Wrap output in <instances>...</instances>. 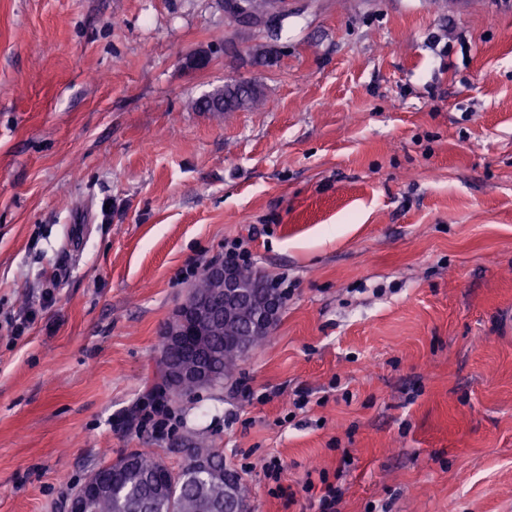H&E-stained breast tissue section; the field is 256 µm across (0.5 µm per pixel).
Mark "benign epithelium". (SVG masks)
Instances as JSON below:
<instances>
[{"label": "benign epithelium", "mask_w": 512, "mask_h": 512, "mask_svg": "<svg viewBox=\"0 0 512 512\" xmlns=\"http://www.w3.org/2000/svg\"><path fill=\"white\" fill-rule=\"evenodd\" d=\"M224 14L243 26H258L273 19L271 15L257 13L251 0H224ZM208 272L215 297L222 296L233 306L222 309L216 301L194 295L185 300L164 325L160 361L172 390L183 388L189 381L201 386L208 381L206 359L210 357V349L206 336L220 332L236 336H264L276 324L282 308V300L275 293L269 291L263 297L258 296L257 289L268 287L266 282L243 279L235 265L214 263ZM189 340L193 341L195 364L173 363L170 351ZM99 489L98 483H83L71 498L68 512H86Z\"/></svg>", "instance_id": "7a95c632"}]
</instances>
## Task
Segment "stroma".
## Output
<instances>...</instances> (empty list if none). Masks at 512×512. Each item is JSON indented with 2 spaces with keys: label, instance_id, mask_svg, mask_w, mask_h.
<instances>
[{
  "label": "stroma",
  "instance_id": "35a3bbf8",
  "mask_svg": "<svg viewBox=\"0 0 512 512\" xmlns=\"http://www.w3.org/2000/svg\"><path fill=\"white\" fill-rule=\"evenodd\" d=\"M238 79L263 105L195 109ZM245 236L275 327L137 432L187 268ZM200 444L243 512H317L322 470L338 512H512V0H0V512ZM224 14L243 26H258L277 17V13L272 16L257 13L251 0H224ZM263 471L265 477L274 483V487L270 488L272 495H283L286 487L283 486L285 479V468L280 458L273 456L264 463Z\"/></svg>",
  "mask_w": 512,
  "mask_h": 512
}]
</instances>
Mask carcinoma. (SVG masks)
Returning <instances> with one entry per match:
<instances>
[{"mask_svg":"<svg viewBox=\"0 0 512 512\" xmlns=\"http://www.w3.org/2000/svg\"><path fill=\"white\" fill-rule=\"evenodd\" d=\"M260 89L225 84L211 94V100L198 101L203 112H235L260 103ZM208 342L219 351L209 363L216 382L234 372L245 353L236 336H210ZM204 459V469L194 461ZM94 474L110 483L111 489L93 500L92 512H239L246 492L241 477L224 465L216 448H193V461L173 472L157 451L136 450L107 463Z\"/></svg>","mask_w":512,"mask_h":512,"instance_id":"1","label":"carcinoma"}]
</instances>
